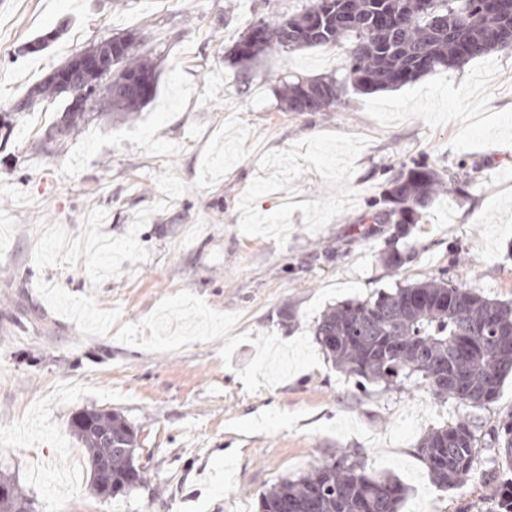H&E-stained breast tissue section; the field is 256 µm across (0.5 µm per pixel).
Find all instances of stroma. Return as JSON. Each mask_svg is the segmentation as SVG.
<instances>
[{
	"instance_id": "stroma-1",
	"label": "stroma",
	"mask_w": 512,
	"mask_h": 512,
	"mask_svg": "<svg viewBox=\"0 0 512 512\" xmlns=\"http://www.w3.org/2000/svg\"><path fill=\"white\" fill-rule=\"evenodd\" d=\"M309 0H0V473L35 512H259L260 495L348 450L402 481V512H480L483 480L444 491L416 448L477 425L484 455L512 377L472 411L423 388H360L314 337L347 300L430 277L512 302V48L395 90L345 88L328 112L282 110L284 82L343 75L346 50L243 68L250 24ZM137 33L159 72L133 119L64 143L67 102L23 108L77 51ZM51 34L37 53L32 40ZM427 162L440 192L384 263L369 218L385 180ZM123 415L140 486L95 494L70 422Z\"/></svg>"
}]
</instances>
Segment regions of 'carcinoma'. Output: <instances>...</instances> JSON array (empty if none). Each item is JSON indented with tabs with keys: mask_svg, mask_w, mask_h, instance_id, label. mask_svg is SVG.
Masks as SVG:
<instances>
[{
	"mask_svg": "<svg viewBox=\"0 0 512 512\" xmlns=\"http://www.w3.org/2000/svg\"><path fill=\"white\" fill-rule=\"evenodd\" d=\"M349 43L344 77L298 79L285 84L280 100L287 112H327L338 104L349 82L360 91L400 88L440 70L453 69L493 51L512 47V0H310L301 12L255 22L236 44L242 64L270 53ZM121 46L112 85L87 75L83 86L112 93L111 111L134 117L157 91L156 66L148 55ZM69 90L47 75L29 92L26 104L58 98ZM94 113L69 107L57 122L55 140L70 139ZM458 181L453 176L447 180ZM426 164L402 167L387 180L383 206L374 224H393L387 262L399 267L409 256L397 248L401 228L420 214L445 187ZM322 352L359 385L374 382L391 388L423 386L437 398L452 396L472 410L498 397L512 374V305L440 279L399 285L373 300L348 301L323 314L315 327ZM89 428L72 427L91 465L112 459V479L123 495L138 480L137 436L121 414L90 410ZM497 451L488 460L494 486L490 512H512V415L497 430ZM480 436L469 423L437 428L417 448L433 480L442 489L466 484L477 470ZM0 498V512H33L15 483ZM405 496L400 481L369 476L359 455L342 453L306 475L284 479L259 498V512H399Z\"/></svg>",
	"mask_w": 512,
	"mask_h": 512,
	"instance_id": "1",
	"label": "carcinoma"
}]
</instances>
